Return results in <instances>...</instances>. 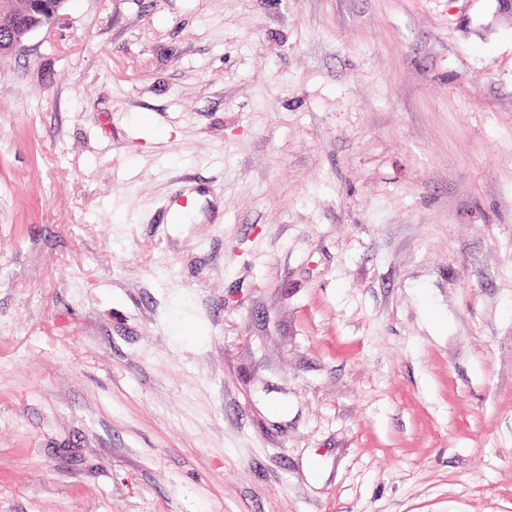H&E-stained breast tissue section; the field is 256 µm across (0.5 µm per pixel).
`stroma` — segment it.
<instances>
[{"instance_id":"1","label":"stroma","mask_w":512,"mask_h":512,"mask_svg":"<svg viewBox=\"0 0 512 512\" xmlns=\"http://www.w3.org/2000/svg\"><path fill=\"white\" fill-rule=\"evenodd\" d=\"M496 6L67 0L0 58V512H512Z\"/></svg>"}]
</instances>
